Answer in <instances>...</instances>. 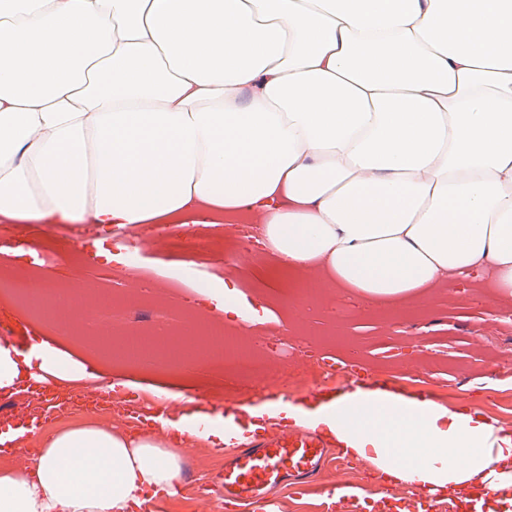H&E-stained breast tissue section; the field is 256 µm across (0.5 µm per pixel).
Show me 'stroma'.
<instances>
[{
  "mask_svg": "<svg viewBox=\"0 0 512 512\" xmlns=\"http://www.w3.org/2000/svg\"><path fill=\"white\" fill-rule=\"evenodd\" d=\"M238 221L212 224L210 237L221 240L215 252L203 255L188 233L171 237L148 230L136 241L129 265L106 262L98 248H113L114 240H99L90 224H1L0 277L31 278L39 271L36 254H47L52 264L47 276L61 287L94 284L111 293L113 307L136 298L140 272H152L153 292L127 309L130 328L153 325L161 309L190 312L200 307L206 314L200 328L224 325L228 335L248 340L253 351L268 362L282 363L273 390L298 397L314 387H341L344 377L328 381L322 372L302 361L284 362L281 338L308 336L321 356L345 360L362 368L370 379L392 381L402 392L424 389L431 400L445 408L473 406L488 421L500 424V392L512 389V376L497 368L512 340L503 336L502 320L512 316V294L489 284L487 276L471 275L452 286L436 285L420 296L396 305L370 299L351 288L323 290L313 305L292 308L288 299L298 291L304 274L284 272L276 256L259 243L243 244ZM246 292L259 310L251 328L225 326L224 316L204 299V291L221 282ZM342 314L329 318L327 307ZM62 347L92 365L108 382L131 381L144 401H151L155 387L173 392H207L210 401L231 405L249 398L253 390L241 386L233 374L221 371L219 353L204 351L199 362L143 369L127 353L103 350L86 336L61 339ZM202 457L182 458V473L175 493H161L148 503L147 512H217L209 483L224 468V451L197 439ZM336 486V451L328 449L320 480L308 490H276L262 512H340Z\"/></svg>",
  "mask_w": 512,
  "mask_h": 512,
  "instance_id": "stroma-1",
  "label": "stroma"
}]
</instances>
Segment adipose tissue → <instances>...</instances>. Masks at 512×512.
<instances>
[{
	"label": "adipose tissue",
	"mask_w": 512,
	"mask_h": 512,
	"mask_svg": "<svg viewBox=\"0 0 512 512\" xmlns=\"http://www.w3.org/2000/svg\"><path fill=\"white\" fill-rule=\"evenodd\" d=\"M197 214L260 215L284 268L374 299L487 270L512 293V0H0V221ZM54 290L65 335L112 302ZM91 374L0 338L1 391ZM283 414L398 481L512 488L475 408L367 389ZM180 475L153 437L76 426L0 475V512H143Z\"/></svg>",
	"instance_id": "ef3b65f1"
}]
</instances>
